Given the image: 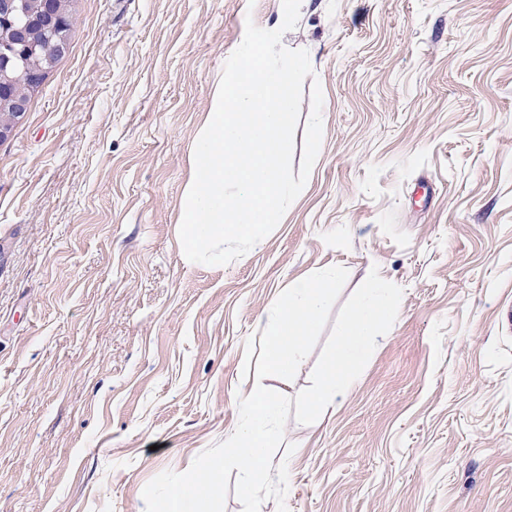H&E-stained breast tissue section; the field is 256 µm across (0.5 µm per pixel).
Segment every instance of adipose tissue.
I'll use <instances>...</instances> for the list:
<instances>
[{
    "instance_id": "ef3b65f1",
    "label": "adipose tissue",
    "mask_w": 512,
    "mask_h": 512,
    "mask_svg": "<svg viewBox=\"0 0 512 512\" xmlns=\"http://www.w3.org/2000/svg\"><path fill=\"white\" fill-rule=\"evenodd\" d=\"M378 286H370L359 307L350 315L334 352L321 367L318 384L306 391L303 400L313 411L327 408L335 401L343 386L352 381L357 367L366 356V341L375 335L397 307V294L382 298Z\"/></svg>"
}]
</instances>
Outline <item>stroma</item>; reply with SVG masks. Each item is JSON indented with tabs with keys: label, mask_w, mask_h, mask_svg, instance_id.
Returning <instances> with one entry per match:
<instances>
[{
	"label": "stroma",
	"mask_w": 512,
	"mask_h": 512,
	"mask_svg": "<svg viewBox=\"0 0 512 512\" xmlns=\"http://www.w3.org/2000/svg\"><path fill=\"white\" fill-rule=\"evenodd\" d=\"M282 0H72L67 53L0 141V512H145L144 486L292 398L288 512H512V0H311L288 219L182 262L194 138L246 21ZM348 279L296 377L257 379L283 289ZM397 290L355 383L310 415L364 285Z\"/></svg>",
	"instance_id": "obj_1"
}]
</instances>
